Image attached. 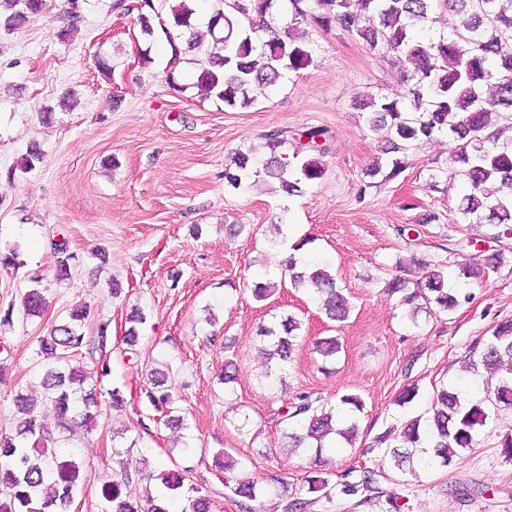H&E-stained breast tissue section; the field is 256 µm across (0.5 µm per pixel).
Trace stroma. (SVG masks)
Segmentation results:
<instances>
[{
	"instance_id": "stroma-1",
	"label": "stroma",
	"mask_w": 512,
	"mask_h": 512,
	"mask_svg": "<svg viewBox=\"0 0 512 512\" xmlns=\"http://www.w3.org/2000/svg\"><path fill=\"white\" fill-rule=\"evenodd\" d=\"M115 2L85 0L72 28L55 0L50 14L0 33V248L17 250L16 268L0 269V312H14L12 325L0 327V435L15 430L16 391L43 396L39 337L86 305V338L107 321L113 341L107 356L81 358L99 402L96 428L58 436L84 473L68 512H109L101 487L121 467L159 473L183 463L193 466L210 512H239L216 476L224 451L236 460L237 477L256 481V512H283L294 499L305 501L304 512H512V462L498 448L512 429V409L488 408L474 447L450 466L431 459L417 463L412 477L387 472L384 497L368 504L337 489L309 491L314 453L287 448L277 420L302 392L329 400L358 394L364 410L355 418L356 444L327 455L325 468L375 470L383 453L372 449L373 439L428 414L440 387L479 400L495 386L474 374L469 346L512 318V237L492 239L488 221L461 214L462 178L448 139L401 152L405 169L394 180L368 174L388 144L356 102L402 92L400 66L339 27L311 26L313 65L283 75L253 107L229 110L192 85L170 87L164 35L146 44L135 16ZM101 57L109 73L98 71ZM305 126L326 129L330 150L324 177L303 195L277 190L266 176L236 189L227 183L234 151L268 159L265 134ZM33 150L39 162L20 170ZM280 224L312 238L315 262L353 306L345 323L332 326L313 296L289 285L254 298V281L280 274L271 247ZM476 240L483 252L473 251ZM62 243L72 259L60 282L54 266ZM472 253L486 266L501 258L477 285L459 271ZM413 255L443 266L449 291L467 301L445 315L409 319L382 285L397 260ZM116 281L123 286L117 299ZM32 287L48 309L26 319L15 307ZM134 308L146 321L131 350L124 336ZM288 313L302 327L292 363L278 371L257 330ZM332 333L343 349L327 373L315 344ZM228 361L235 379L226 384ZM161 366L172 370L178 429L158 423L147 398L150 373ZM411 383L416 399L397 406ZM115 389L124 410L109 406Z\"/></svg>"
}]
</instances>
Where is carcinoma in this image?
Segmentation results:
<instances>
[{
  "label": "carcinoma",
  "instance_id": "cac0c4a2",
  "mask_svg": "<svg viewBox=\"0 0 512 512\" xmlns=\"http://www.w3.org/2000/svg\"><path fill=\"white\" fill-rule=\"evenodd\" d=\"M170 0H148L136 7L130 0H117L116 6L128 15H136L140 32L147 40L155 38L154 16L168 9V24L161 26L172 48L166 67V83L177 89L183 72L178 69L181 49L171 30L189 33L188 50L194 52L197 87L215 96L224 107L249 108L258 98L268 95L285 71L304 70L314 62V47L307 32L299 25L311 22L319 28L333 24L356 35L371 50L382 49L406 68V94L395 93L379 99L369 98L363 108L370 110L372 130H384L392 141L393 151L419 148L438 136L455 143L450 160L459 165L465 184L460 211L473 215L490 212V220L502 227L498 236L512 235V145L498 143L492 117L512 115V0H446L448 8L460 18L451 33L418 35L432 22L434 0H216L205 28L192 24L195 10L187 0L167 6ZM0 29L17 30L28 19L49 9L47 0H0ZM326 131L307 127L287 136L283 131L265 135L273 157L262 162L250 153L237 152L232 157L235 173L227 176L237 188L242 180L267 175L278 181L280 189L296 195L305 181H316L325 174L320 157L326 154ZM291 146V152L277 154L279 148ZM404 169L393 158L385 163L374 161L373 174H384L389 181ZM55 275L60 281L69 278L70 260L66 243L58 249ZM399 267L418 270L417 279L395 276L386 282L387 293L400 295V305L410 307L411 319L424 309L448 313L458 307L459 297L448 291L444 272L427 262L411 257L398 262ZM461 274L479 280L485 270L475 258L460 263ZM284 273L291 284L306 287L323 298L322 306L329 319L343 322L352 306L336 288L335 279L324 269H297L288 259ZM47 302L42 293L31 288L23 294L20 312L24 318L40 317ZM87 310L76 309L68 320L54 326L39 339V348L56 366L43 376L44 402L53 410L57 427L68 433L90 431L96 424L97 407L94 391L86 390L87 372L71 366L74 356L86 347L83 334ZM131 326L125 344L136 346V325L144 323L142 310L128 316ZM301 322L292 315L263 326L260 336L269 342V356L279 365L291 361L296 331ZM112 345L109 325H98L93 351L105 355ZM482 353V365L493 375H500L489 403L512 409V319L498 322L471 346ZM153 390L149 401L166 417L165 425L180 423L172 414V395L168 373L157 370L152 376ZM18 414L15 433L0 436V512H49L52 506L64 507L73 499L80 475L74 459L58 458L56 440L37 411L34 399L18 392L14 398ZM335 407L323 397L309 392L298 394L278 413L285 437L294 448L307 445L315 449L314 462H322V451L329 436H339L353 444L357 425L336 427ZM487 419L485 408L469 403L459 394L443 387L437 390L429 419H412L389 427L375 440V447H385L383 459L403 474L416 475L413 449L426 440L434 443L435 457L443 467L459 453L475 444V435ZM235 461L224 453V488L240 498L241 512H254L255 484L234 475ZM190 466L176 467L160 474L169 491L183 489L191 480ZM377 472L365 469L359 479L347 471L339 476L341 492L355 495L366 492V499L381 494ZM135 480L150 482L153 474L143 469L122 468L102 485L101 495L112 505V512H166L146 496L145 504L136 507L123 499L122 489Z\"/></svg>",
  "mask_w": 512,
  "mask_h": 512
}]
</instances>
